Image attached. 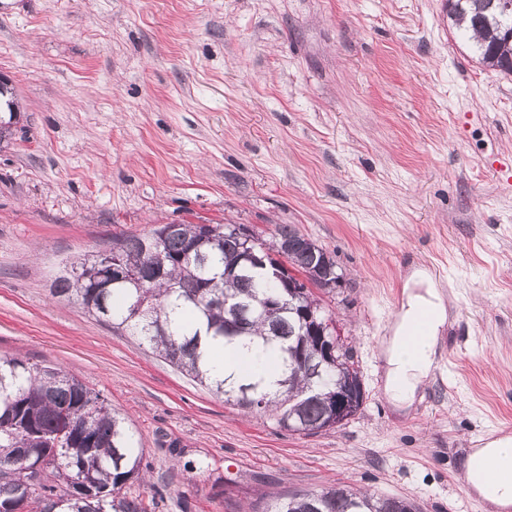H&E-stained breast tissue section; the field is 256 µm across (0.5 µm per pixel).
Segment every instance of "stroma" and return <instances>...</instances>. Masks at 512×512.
Segmentation results:
<instances>
[{"label": "stroma", "instance_id": "1", "mask_svg": "<svg viewBox=\"0 0 512 512\" xmlns=\"http://www.w3.org/2000/svg\"><path fill=\"white\" fill-rule=\"evenodd\" d=\"M445 0H0V357L62 368L124 417L147 512H263L332 485L476 512L459 464L512 423V75L475 62ZM174 221L290 224L335 259L323 300L365 399L280 428L192 381L53 283ZM448 320L414 403L383 347L413 271Z\"/></svg>", "mask_w": 512, "mask_h": 512}]
</instances>
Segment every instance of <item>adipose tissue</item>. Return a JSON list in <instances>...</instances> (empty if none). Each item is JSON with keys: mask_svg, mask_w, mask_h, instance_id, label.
<instances>
[{"mask_svg": "<svg viewBox=\"0 0 512 512\" xmlns=\"http://www.w3.org/2000/svg\"><path fill=\"white\" fill-rule=\"evenodd\" d=\"M431 312L433 321L427 336L416 343H408L406 334L419 309ZM447 319L443 295L424 276L413 275L406 291L405 303L392 336L384 347L386 364L385 393L391 403L403 408L410 406L419 387L434 362L438 333ZM496 455L500 462L512 465V439L489 442L474 450L461 461L465 479L491 504L505 507L512 504V483L500 484L492 476L482 473L487 455Z\"/></svg>", "mask_w": 512, "mask_h": 512, "instance_id": "adipose-tissue-1", "label": "adipose tissue"}]
</instances>
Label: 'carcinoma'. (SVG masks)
Wrapping results in <instances>:
<instances>
[{"label":"carcinoma","mask_w":512,"mask_h":512,"mask_svg":"<svg viewBox=\"0 0 512 512\" xmlns=\"http://www.w3.org/2000/svg\"><path fill=\"white\" fill-rule=\"evenodd\" d=\"M447 7L452 25L482 63L512 74V20L504 21L499 0H448ZM164 229H154V241L142 235L112 244L109 267L93 254L77 259L56 280L55 294L77 298L89 313L129 331L229 404L269 412L278 426L294 433L333 429L336 387L350 377L362 379L361 371L346 353L315 362L322 336L298 318L300 309L312 308L327 328L332 315L308 284L332 290L341 283L333 257L290 224L276 225L269 241L249 240L242 224H179L165 236ZM151 245L154 256L145 252ZM253 247L269 263L285 260L291 266L285 278L245 262ZM196 251L203 262H195ZM114 269L130 280L111 283ZM313 269L318 277L299 281L297 274ZM271 298L280 300L281 308L269 309ZM256 338L280 358L274 390L259 372L243 378L217 373L203 343L228 346ZM70 417L74 425L62 447L75 449L74 467L60 456L28 512H146L139 498L111 495L144 478L143 449L105 399L60 368L0 358V461L23 448L50 447ZM24 494L18 483L0 477V512H10ZM402 507L396 497L330 487L293 493L266 512H400Z\"/></svg>","instance_id":"1"}]
</instances>
